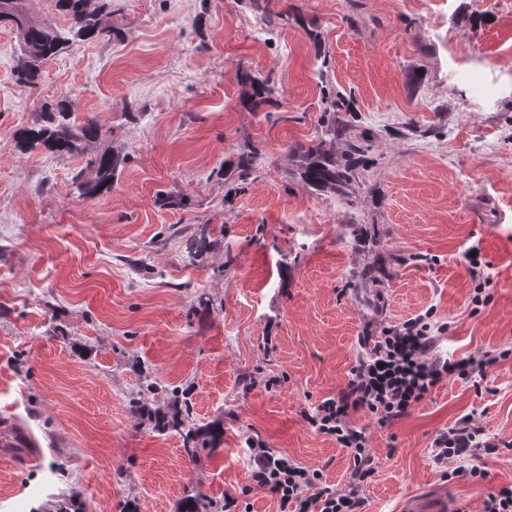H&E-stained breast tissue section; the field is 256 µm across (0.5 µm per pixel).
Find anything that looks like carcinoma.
Wrapping results in <instances>:
<instances>
[{
	"instance_id": "carcinoma-1",
	"label": "carcinoma",
	"mask_w": 512,
	"mask_h": 512,
	"mask_svg": "<svg viewBox=\"0 0 512 512\" xmlns=\"http://www.w3.org/2000/svg\"><path fill=\"white\" fill-rule=\"evenodd\" d=\"M59 10L69 16L70 26L65 30L52 28L42 22L29 19L21 39V54L17 65L18 79L26 85L36 87L42 78L43 65L56 57L73 41L94 40L104 34L100 15L112 8V0H56ZM251 10L260 15L267 24L283 19L282 14H273L270 0H249ZM344 106V97L330 100L321 118V135L301 147L302 177L311 186L327 190L339 199L352 203L361 186L356 160L367 150L366 142L347 137L343 123L336 119V112ZM58 119L51 126L31 127L21 133L23 144L28 148L40 145L60 153H86V143L96 139L101 130L94 120L80 129H75L69 112L60 107ZM343 141L346 159L336 160L334 145ZM120 160L111 153L102 152L86 160L85 171L77 173L74 180L88 193H101L112 189Z\"/></svg>"
}]
</instances>
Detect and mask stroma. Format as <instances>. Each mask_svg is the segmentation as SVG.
<instances>
[{"instance_id":"stroma-1","label":"stroma","mask_w":512,"mask_h":512,"mask_svg":"<svg viewBox=\"0 0 512 512\" xmlns=\"http://www.w3.org/2000/svg\"><path fill=\"white\" fill-rule=\"evenodd\" d=\"M273 4L288 21L266 38L240 0H112L107 36L35 88L0 24V437L29 442L0 447V512H281L247 486L251 439L345 489L352 455L306 416L345 389L363 332L429 309L439 354L508 356L391 424L353 414L375 458L363 512L427 489L482 512L512 486V0ZM336 90L370 144L353 207L300 176ZM60 105L99 123L89 152L124 156L110 192L76 190L84 156L20 143ZM466 416L496 445L478 478L431 452Z\"/></svg>"}]
</instances>
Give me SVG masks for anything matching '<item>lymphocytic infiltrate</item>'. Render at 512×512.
<instances>
[{
    "label": "lymphocytic infiltrate",
    "instance_id": "obj_1",
    "mask_svg": "<svg viewBox=\"0 0 512 512\" xmlns=\"http://www.w3.org/2000/svg\"><path fill=\"white\" fill-rule=\"evenodd\" d=\"M447 329V324L434 322L428 312L384 328L370 353L352 367L345 390L323 400L308 415L309 424L318 433L334 437L340 447L352 454L354 467L347 491L324 483L319 471L273 455L261 440L249 443V484L266 489L281 505L292 506L293 512H362L361 488L375 469L365 430L351 421V414L362 410L379 424L393 423L407 417L444 378L473 370L481 372L498 361L497 355L489 351L478 359L438 355L436 342ZM489 446L481 428L463 418L437 435L432 456L438 463L455 458L468 464V473L475 478L481 474L474 463L477 452Z\"/></svg>",
    "mask_w": 512,
    "mask_h": 512
}]
</instances>
